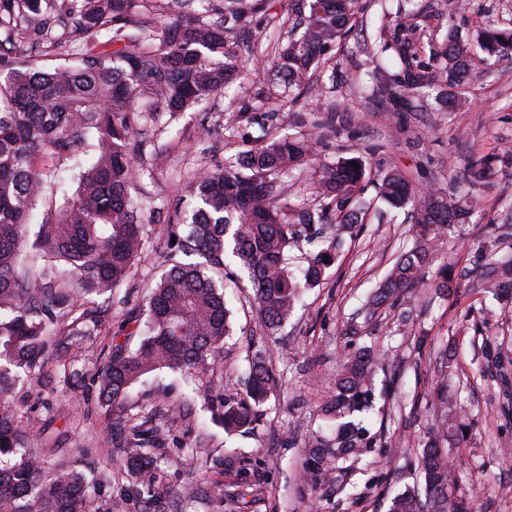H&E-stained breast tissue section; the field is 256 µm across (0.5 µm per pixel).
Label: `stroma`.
I'll return each instance as SVG.
<instances>
[{
  "label": "stroma",
  "instance_id": "stroma-1",
  "mask_svg": "<svg viewBox=\"0 0 512 512\" xmlns=\"http://www.w3.org/2000/svg\"><path fill=\"white\" fill-rule=\"evenodd\" d=\"M409 36L419 62L435 56L448 32L475 39L487 21L512 29V0H418ZM291 0H266L234 38L240 57L255 58L240 86L217 95L173 122L145 130L162 157H147L132 192L157 221L131 278L111 298H97L98 335L75 349V366L49 359L40 377L18 386L16 414L29 429L33 454L47 467L73 466L91 487L89 512H387L395 495L420 481L418 457L443 406L440 388L457 400L468 433L449 444L459 494L475 512H512V278L487 268L486 248L512 257V53L491 74L476 72L457 103L447 88L392 100L377 54L382 22L396 18L398 0H359L351 32L329 53L320 94L281 106L269 62L274 26ZM317 131V163L362 159L372 172L362 184L364 207L353 224L329 214L327 237L345 244L324 282L303 294L287 323L267 329L252 304V285L236 260L224 270L233 334L210 371L187 375L160 368L140 378L121 405H107L97 376L118 343L137 344L140 310L159 279L168 232L162 217L180 218L194 202L184 191L192 177L228 165L247 144L272 135ZM484 168L471 187L473 163ZM401 172L424 194L474 191L478 212L446 230L426 287L408 289L395 305L369 310L367 301L395 259L411 246V211L386 217L378 174ZM447 278H440V271ZM448 288H441V281ZM379 361L365 418L371 442L344 461L327 454L322 480L306 450L332 443L334 423L322 407L348 345L345 325ZM262 351L275 384L263 415L248 434L214 422L206 395L238 397L248 357ZM133 419L157 428L150 453L151 483L126 466L122 429Z\"/></svg>",
  "mask_w": 512,
  "mask_h": 512
}]
</instances>
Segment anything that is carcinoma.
<instances>
[{
	"instance_id": "cac0c4a2",
	"label": "carcinoma",
	"mask_w": 512,
	"mask_h": 512,
	"mask_svg": "<svg viewBox=\"0 0 512 512\" xmlns=\"http://www.w3.org/2000/svg\"><path fill=\"white\" fill-rule=\"evenodd\" d=\"M0 0V512H87L88 483L77 469H50L32 453L30 435L8 401L12 387L33 377L47 344L63 337L62 360H72L75 339L93 332L87 305L112 295L144 251L148 230L129 193L135 160L146 154L141 129L166 115L174 120L224 90L247 71L233 35L265 0L229 7L206 0L205 14L182 0L183 10L164 15L165 0ZM357 0H307L308 12L277 43L276 76L294 104L323 82L322 55L349 33ZM106 31L88 43L76 65L48 66L56 50ZM402 24L385 26L379 50H395L393 74L402 93L442 82L448 98L469 84L476 66L512 52V29L481 30V52L453 37L441 52L440 71L413 64V44ZM98 136V153L81 167L73 186L47 190L45 156L73 154L87 136ZM311 140L273 138L241 152L230 168H217L186 185L196 199L191 214L169 224L167 269L151 288L143 339L136 348L115 345L100 371L109 404L125 398L143 375L159 367L193 375L221 357L231 335L224 298V265L235 257L252 281L260 320L280 327L304 290L318 286L341 244L308 255L301 274L289 252L300 238L321 234L329 210L342 223L356 219L355 203L367 167L357 158L319 165L313 199L293 211L279 203L276 184L313 164ZM357 162L352 166L351 162ZM380 196L392 208L414 212L412 246L402 251L370 297L372 309L393 305L408 288L426 285L423 269L457 217L473 214L467 198L422 196L400 173L380 179ZM374 358L364 348L348 352L325 413L336 421V458L363 447L368 433L354 414L368 408ZM272 374L259 353L249 359L245 396L211 402L228 432L249 433L261 417ZM127 463L135 473L153 466L144 444L150 432L130 427ZM424 493L390 500L388 512H471V500L454 491L448 458L437 441L424 444Z\"/></svg>"
}]
</instances>
